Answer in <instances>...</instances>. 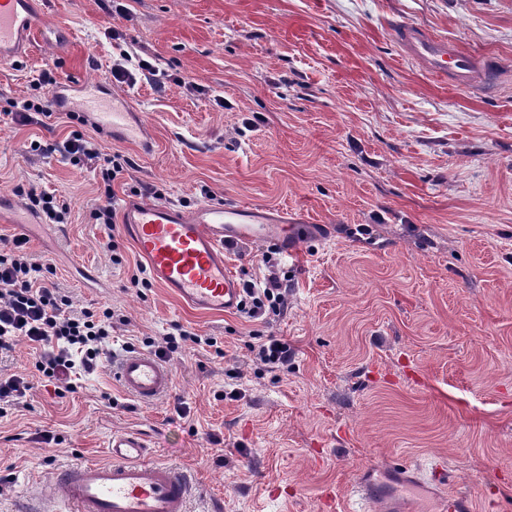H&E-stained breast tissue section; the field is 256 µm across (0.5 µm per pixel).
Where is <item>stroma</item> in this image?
Instances as JSON below:
<instances>
[{
  "label": "stroma",
  "mask_w": 512,
  "mask_h": 512,
  "mask_svg": "<svg viewBox=\"0 0 512 512\" xmlns=\"http://www.w3.org/2000/svg\"><path fill=\"white\" fill-rule=\"evenodd\" d=\"M124 4L112 16L99 0H39L30 50L0 63V113L35 96L43 69L113 86L121 53L141 55L157 81L114 88L144 114L152 149L97 135L132 162L114 206L155 187L178 207L263 204L334 234L284 262L283 317L197 312L159 285L130 286L142 259L122 226L95 223L97 172L27 153L67 124L0 128V194L70 204L54 243L30 236L29 253L75 308L125 316L114 354L176 323L224 349L170 361L172 390L151 405L108 362L76 393L33 390L0 417V512L61 467L109 460L113 432L131 429L152 460L191 476L192 512H354L356 473L392 465L471 492L476 512H512V80L488 96L459 90L389 37L412 21L512 67V0ZM253 332L288 341L287 373L252 360Z\"/></svg>",
  "instance_id": "obj_1"
}]
</instances>
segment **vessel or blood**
Segmentation results:
<instances>
[{"label": "vessel or blood", "mask_w": 512, "mask_h": 512, "mask_svg": "<svg viewBox=\"0 0 512 512\" xmlns=\"http://www.w3.org/2000/svg\"><path fill=\"white\" fill-rule=\"evenodd\" d=\"M33 0H0V62L21 54L37 27ZM392 39L409 57L420 62L435 79L466 90L491 89L500 77L497 61L476 55L435 36L422 25L400 22ZM82 107L97 129L115 140H134L145 122L127 99L107 98L102 85L77 82ZM0 222L29 229L36 217L15 199L0 195ZM121 222L137 251L146 259L150 279L172 291L188 306L210 313L237 310L241 283L224 262L226 242L276 244L283 254H298L310 235L327 237L331 228L288 216L259 204L205 203L190 211L146 199L126 200ZM115 376L131 397L150 404L170 393L172 373L146 352L122 355ZM112 459L106 463H80L59 471L50 485L27 491L14 512H190V477L183 471L150 461L148 445L136 432L122 431L108 442ZM355 492L360 503L377 512H421L418 502L405 498V488L425 489L426 482L413 469L393 466L382 473L362 472ZM438 512H474V499L465 491L439 496Z\"/></svg>", "instance_id": "b4317fda"}]
</instances>
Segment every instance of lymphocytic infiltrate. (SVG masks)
I'll return each instance as SVG.
<instances>
[{
    "label": "lymphocytic infiltrate",
    "instance_id": "obj_1",
    "mask_svg": "<svg viewBox=\"0 0 512 512\" xmlns=\"http://www.w3.org/2000/svg\"><path fill=\"white\" fill-rule=\"evenodd\" d=\"M76 130L64 140L44 144L31 141L30 151L61 153L76 166L99 170L102 205L94 211L97 223L114 224L111 204L115 180L130 166L121 152L104 153L97 140L83 134L86 119L81 113H67ZM25 236H16L7 249L0 250V355L26 343L33 352L37 379L25 374L0 375V417L25 404L34 386L52 389L56 397L76 392L78 371H94L102 362L112 336L114 311L108 307L74 310L68 295L48 283L43 265L33 261ZM244 299L240 313L253 320L283 315L288 308V277L270 271L261 280L242 283Z\"/></svg>",
    "mask_w": 512,
    "mask_h": 512
}]
</instances>
